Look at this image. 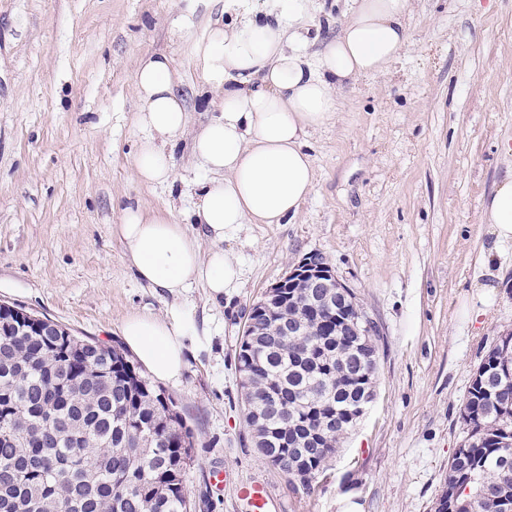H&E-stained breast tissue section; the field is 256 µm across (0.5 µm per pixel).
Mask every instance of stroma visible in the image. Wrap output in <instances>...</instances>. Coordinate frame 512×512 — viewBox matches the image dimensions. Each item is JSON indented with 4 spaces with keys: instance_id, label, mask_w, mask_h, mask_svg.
<instances>
[{
    "instance_id": "1",
    "label": "stroma",
    "mask_w": 512,
    "mask_h": 512,
    "mask_svg": "<svg viewBox=\"0 0 512 512\" xmlns=\"http://www.w3.org/2000/svg\"><path fill=\"white\" fill-rule=\"evenodd\" d=\"M274 6L0 0V303L119 349L132 315L193 325L184 378L165 391L193 433L194 512H242L236 488L252 480L282 512H435L475 372L512 330V243L481 263L484 203L512 173V0H411L410 46L341 94L336 120L310 136L316 183L299 214L225 241L238 284L218 298L201 281L176 298L155 291L127 262L123 209L172 202L189 223L209 174L184 137L174 183L136 179L137 61L171 58L196 131L211 28ZM312 251L375 320L379 370L375 402L304 483L254 448L236 350L252 304ZM487 283L497 291L485 302ZM215 469L230 474L223 488Z\"/></svg>"
}]
</instances>
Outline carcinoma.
<instances>
[{"instance_id":"carcinoma-1","label":"carcinoma","mask_w":512,"mask_h":512,"mask_svg":"<svg viewBox=\"0 0 512 512\" xmlns=\"http://www.w3.org/2000/svg\"><path fill=\"white\" fill-rule=\"evenodd\" d=\"M354 309H313L306 289L288 290L281 318L298 336L237 354L248 424L265 425L257 451L288 457L285 472L307 482L336 451L358 394L356 350L324 331ZM69 336L0 332V512H192L184 476L191 433L172 398L114 348L87 359ZM70 421L80 437L39 432L42 407ZM464 443L448 460L439 500L445 512H500L512 500V335L500 337L469 388ZM470 493L455 499L452 489Z\"/></svg>"}]
</instances>
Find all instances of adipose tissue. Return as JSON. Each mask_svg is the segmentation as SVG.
<instances>
[{"label":"adipose tissue","instance_id":"1","mask_svg":"<svg viewBox=\"0 0 512 512\" xmlns=\"http://www.w3.org/2000/svg\"><path fill=\"white\" fill-rule=\"evenodd\" d=\"M305 0H288L285 10L255 13L211 29L204 70L216 96L214 113L192 138L197 165L213 172L201 184L194 224L212 248L201 253L198 237L173 217L172 207L156 214L126 207L118 234L127 259L148 287L179 296L202 281L219 297L238 282L239 266L224 240L246 224H286L295 218L315 185L314 159L305 148L312 131L334 121L339 93L358 79L387 73L409 46L405 25L409 0H352L334 37L311 50L300 18ZM141 107L137 125L145 131L132 157L136 177L161 184L174 176L173 154L189 115L178 76L166 54L143 57L135 71ZM494 247L512 242V174L483 208ZM190 324L147 315L128 317L122 336L158 381L177 385L186 368Z\"/></svg>","mask_w":512,"mask_h":512}]
</instances>
